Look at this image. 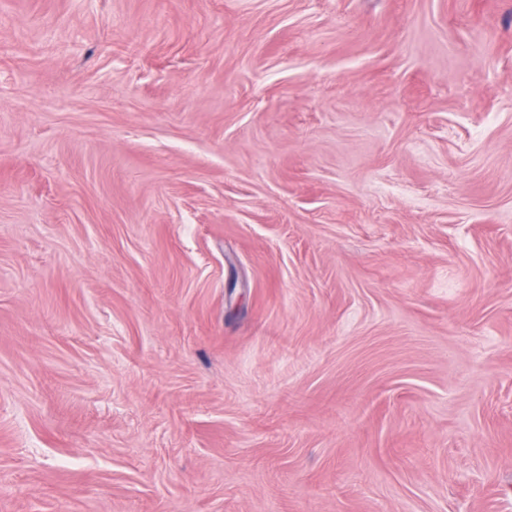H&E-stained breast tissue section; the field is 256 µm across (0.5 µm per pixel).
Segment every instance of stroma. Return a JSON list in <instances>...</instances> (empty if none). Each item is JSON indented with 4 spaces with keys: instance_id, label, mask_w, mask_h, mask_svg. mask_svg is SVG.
<instances>
[{
    "instance_id": "1",
    "label": "stroma",
    "mask_w": 512,
    "mask_h": 512,
    "mask_svg": "<svg viewBox=\"0 0 512 512\" xmlns=\"http://www.w3.org/2000/svg\"><path fill=\"white\" fill-rule=\"evenodd\" d=\"M0 512H512V0H0Z\"/></svg>"
}]
</instances>
